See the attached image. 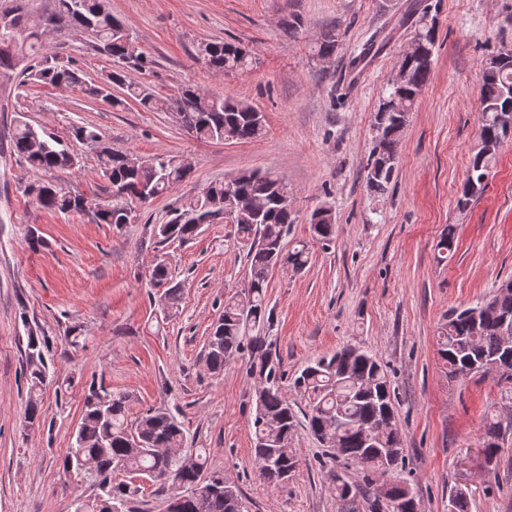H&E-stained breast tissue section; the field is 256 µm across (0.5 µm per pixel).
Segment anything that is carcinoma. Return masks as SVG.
<instances>
[{
	"label": "carcinoma",
	"instance_id": "obj_1",
	"mask_svg": "<svg viewBox=\"0 0 512 512\" xmlns=\"http://www.w3.org/2000/svg\"><path fill=\"white\" fill-rule=\"evenodd\" d=\"M40 20L66 32L88 35L94 48L112 59V70L102 82L86 79L85 73L57 55L42 49L38 31L29 24L26 0H11L0 10L10 17L12 30L0 31V77L6 82L19 79L15 90L31 84L73 88L90 100H102L113 107L132 101L158 112H176L181 127L200 140L248 142L264 134V120L250 113L256 108L231 97H214L184 86L174 95L158 96L142 84L126 79L127 68L146 69L150 64L129 30L112 15L107 0H51ZM336 52V31L327 30L316 47L319 58ZM197 56L210 69L228 74L244 70L252 58L238 45L220 40L201 42ZM498 65L483 72L479 143L469 157L467 177L458 193L456 208L467 211L484 192L498 150L512 141V126L503 121L512 109V49L497 54ZM434 59L418 58L409 66L403 86L388 88L373 115L374 147L364 167L368 191L384 193L395 172L398 144L417 103V89L430 77ZM123 95L112 94V87ZM72 139L96 152L110 199L88 204L80 193L67 191L43 179L49 172L72 168L77 153L64 140L37 130L18 116L12 128L10 152L26 166L32 179L23 193L40 207L54 213H87L98 224L116 229L137 219L133 204L165 195L192 170L180 156L158 154L129 166L127 154L112 150L102 131L91 124L74 125ZM287 186L271 171H246L232 185H208L203 194L175 208L164 224H155L150 237L162 245L193 239L202 225L229 211L234 227L233 243L245 253L248 284L244 292L227 298L218 319L211 326L204 359L208 369L219 373L237 355L248 352L250 369L256 376L254 456L257 477L273 489H282L299 468V459L290 448L302 426L327 449L340 466L331 467L325 481L336 499L337 512H407L414 488L403 476L405 448L399 428L396 394L391 389L387 366L360 346H344L298 370L288 396L283 379L282 359L268 342L272 324L267 289L270 271L288 265L300 272L309 262L306 244L289 248L285 242L288 225L294 223L289 201L283 199ZM311 237L327 245L334 240L336 224L332 209L315 208L309 220ZM149 284L162 287L161 305L168 309L179 299L166 254L154 256ZM512 325V280L500 284L480 302L455 309L443 317L437 336V354L454 382L474 376L489 377L512 395V380L498 377L499 369L512 370V340L503 335ZM28 396L25 423H44L41 393L48 380L46 352L49 337L37 327L24 323ZM128 396L114 393L103 384L90 383L83 399L82 416L73 441L61 457L63 470L97 489L95 497L82 501L83 512H129L139 486L121 480L118 472L142 478L165 493V508L179 498L178 512H246L238 486L221 471H210L202 451H189L191 462L178 449L184 447L185 432L178 419L159 409L149 410L128 423ZM501 425L492 415L484 424L485 459L497 460L500 447L492 442ZM448 512H471L463 490L453 492Z\"/></svg>",
	"mask_w": 512,
	"mask_h": 512
}]
</instances>
